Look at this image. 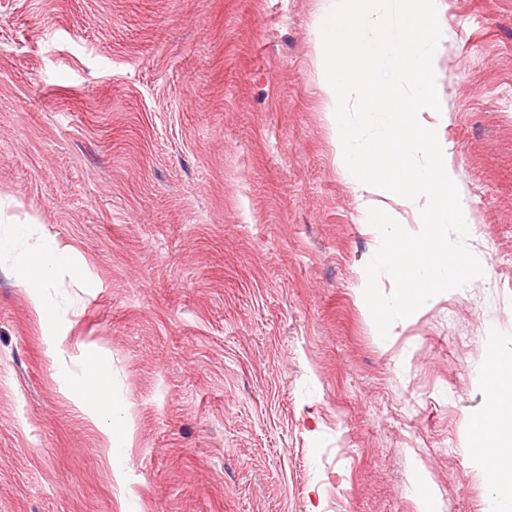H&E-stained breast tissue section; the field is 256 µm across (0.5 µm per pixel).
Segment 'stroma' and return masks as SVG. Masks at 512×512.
<instances>
[{"label":"stroma","instance_id":"35a3bbf8","mask_svg":"<svg viewBox=\"0 0 512 512\" xmlns=\"http://www.w3.org/2000/svg\"><path fill=\"white\" fill-rule=\"evenodd\" d=\"M331 0H0V512H486L512 355V0H440L438 124L484 274L380 337L316 68ZM109 367L112 417L72 390ZM122 433L110 445L104 430ZM3 251L11 253L14 264L23 270L21 286L26 288L34 299L36 312L48 321L56 320L59 315L56 311L48 310L39 302L42 295V288H47L54 269L67 259V248L60 247L53 240L48 239L42 248L37 251H28L17 245L0 239V253ZM495 370L497 413L490 418H477L469 424V429L480 439L476 444L484 451L503 443L507 433L502 429L511 431L512 428V356L499 358Z\"/></svg>","mask_w":512,"mask_h":512}]
</instances>
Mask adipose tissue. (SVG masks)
Segmentation results:
<instances>
[{
	"label": "adipose tissue",
	"mask_w": 512,
	"mask_h": 512,
	"mask_svg": "<svg viewBox=\"0 0 512 512\" xmlns=\"http://www.w3.org/2000/svg\"><path fill=\"white\" fill-rule=\"evenodd\" d=\"M9 252L14 264L23 272L21 285L32 298L38 299L47 287L54 269L66 261L68 252L55 240L46 241L37 251L24 249L17 244L0 240V252ZM497 412L490 418H478L470 422L469 428L479 439L480 449L472 453L475 467L484 473L497 472L489 450L502 442L504 428L512 422V356L500 359L495 366ZM103 363H90L84 369V376L75 385L76 396L87 406L99 410L104 416L112 414V397L100 379L105 374Z\"/></svg>",
	"instance_id": "1"
}]
</instances>
